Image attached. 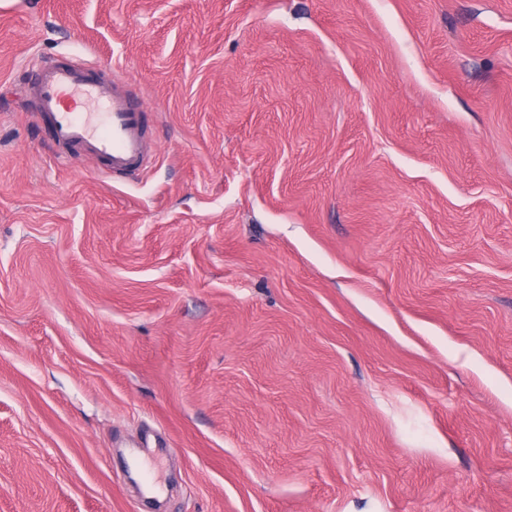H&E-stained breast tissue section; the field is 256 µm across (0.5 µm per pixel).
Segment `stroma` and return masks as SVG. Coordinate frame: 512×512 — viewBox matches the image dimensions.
<instances>
[{"label": "stroma", "mask_w": 512, "mask_h": 512, "mask_svg": "<svg viewBox=\"0 0 512 512\" xmlns=\"http://www.w3.org/2000/svg\"><path fill=\"white\" fill-rule=\"evenodd\" d=\"M111 68L157 154L59 159ZM512 512V0H0V512ZM29 94L50 122L60 155L81 147L112 174H122L139 170L154 151L139 104L111 70L92 76L83 63H54L36 72ZM88 102L99 112H83Z\"/></svg>", "instance_id": "35a3bbf8"}]
</instances>
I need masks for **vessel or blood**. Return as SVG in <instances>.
I'll return each instance as SVG.
<instances>
[{
	"instance_id": "b4317fda",
	"label": "vessel or blood",
	"mask_w": 512,
	"mask_h": 512,
	"mask_svg": "<svg viewBox=\"0 0 512 512\" xmlns=\"http://www.w3.org/2000/svg\"><path fill=\"white\" fill-rule=\"evenodd\" d=\"M29 93L59 151L80 147L115 174L139 170L152 148L143 113L119 79L85 64L54 63L35 74Z\"/></svg>"
}]
</instances>
